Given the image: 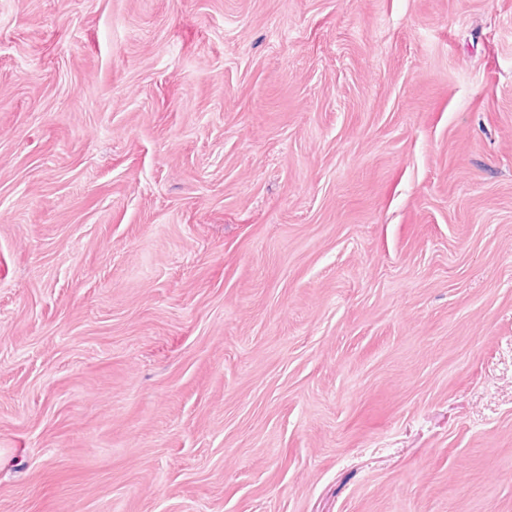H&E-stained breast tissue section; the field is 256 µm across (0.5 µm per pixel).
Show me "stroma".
<instances>
[{
  "label": "stroma",
  "mask_w": 512,
  "mask_h": 512,
  "mask_svg": "<svg viewBox=\"0 0 512 512\" xmlns=\"http://www.w3.org/2000/svg\"><path fill=\"white\" fill-rule=\"evenodd\" d=\"M0 512H512V0H0Z\"/></svg>",
  "instance_id": "stroma-1"
}]
</instances>
